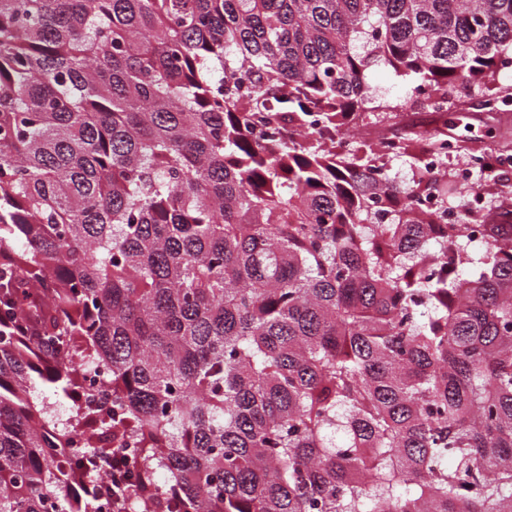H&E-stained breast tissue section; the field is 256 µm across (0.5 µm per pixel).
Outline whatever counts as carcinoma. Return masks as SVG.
I'll use <instances>...</instances> for the list:
<instances>
[{
	"instance_id": "carcinoma-1",
	"label": "carcinoma",
	"mask_w": 512,
	"mask_h": 512,
	"mask_svg": "<svg viewBox=\"0 0 512 512\" xmlns=\"http://www.w3.org/2000/svg\"><path fill=\"white\" fill-rule=\"evenodd\" d=\"M509 57L512 0H0V512H512V224L336 151Z\"/></svg>"
}]
</instances>
